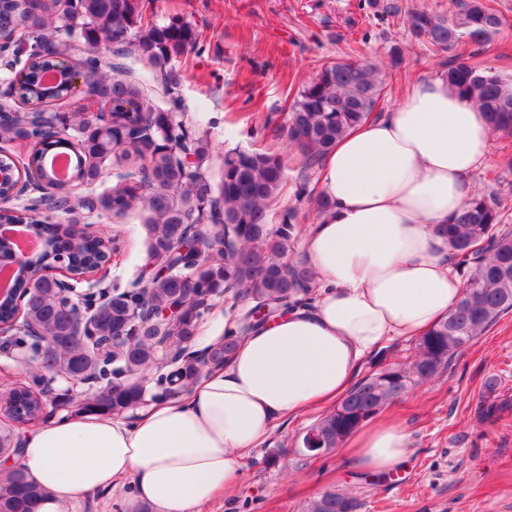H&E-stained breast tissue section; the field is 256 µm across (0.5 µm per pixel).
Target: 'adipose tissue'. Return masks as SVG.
<instances>
[{
    "label": "adipose tissue",
    "instance_id": "obj_1",
    "mask_svg": "<svg viewBox=\"0 0 512 512\" xmlns=\"http://www.w3.org/2000/svg\"><path fill=\"white\" fill-rule=\"evenodd\" d=\"M486 115L446 81L414 83L324 156L329 206L304 233L317 295L241 336L231 357L181 395L133 419L76 412L29 430L22 465L45 490L39 512H76L94 492L132 481L156 512H200L232 493L244 458L279 421L340 400L368 355L417 339L454 309L464 283L442 224L467 206L488 164ZM354 470L395 471L408 435L384 418L345 448Z\"/></svg>",
    "mask_w": 512,
    "mask_h": 512
}]
</instances>
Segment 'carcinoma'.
<instances>
[{"mask_svg": "<svg viewBox=\"0 0 512 512\" xmlns=\"http://www.w3.org/2000/svg\"><path fill=\"white\" fill-rule=\"evenodd\" d=\"M453 16L425 10L408 12L411 38L442 50L467 39L475 45L491 40L502 27L497 10L486 0H456ZM145 0H0V32L21 33L28 43L15 45L14 61L23 64L24 94L45 98L50 107L64 99L66 83L49 93L39 86L41 70L61 62L80 70L85 94L99 106L91 120L56 117L58 128L20 105H0V139L29 145L21 158L25 180L53 185L57 191L27 200L24 212L0 209V224L30 226L43 249L33 255L13 293L24 295L23 320L0 350L23 349L34 355L29 382L0 394V407L14 421H45L48 408L67 406L66 393L52 394L56 374L100 383L91 404L119 415L143 404L146 383L153 381L158 399L186 390L204 368L219 366L243 334L261 318H270L312 299L314 274L294 257L303 228L298 210L277 213L272 206L285 185V155L234 148L224 153V170L213 183L206 163L209 142L183 121L179 83L170 63L195 44L184 23L142 25ZM134 52L159 70L167 84L170 107L154 106L140 83L122 74L121 66L103 56ZM442 79L472 99L487 115L492 131L512 136V83L475 63L451 60ZM382 90L380 71L349 56L323 64L293 99L286 136L308 168L319 164L348 128L375 111ZM67 153L69 176L57 179L46 167L49 154ZM130 166L116 173L110 192L74 197L73 184L91 185L112 161ZM296 200L324 202L306 179L294 183ZM77 209L122 218L134 210L146 214L148 258L128 286L112 285L106 298L88 300L93 335L74 339L73 309L64 305L50 262H67L72 282L92 274L106 258V235L88 224L76 235L70 225L49 221ZM496 192H479L453 222L443 227L453 257L466 272L463 292L448 319L418 340L404 362H394L355 382L330 413L303 437L314 448L341 446L351 433L414 387L446 371L452 362L503 314L512 311V230L500 229ZM203 235L208 249L198 251ZM225 294L247 298L236 333L224 343L198 353L192 350L211 301ZM178 307L170 319H153L150 311ZM167 348L172 358L162 359ZM43 489L25 470L0 473V512H36ZM357 503L340 492L314 499L308 512H355Z\"/></svg>", "mask_w": 512, "mask_h": 512, "instance_id": "obj_1", "label": "carcinoma"}]
</instances>
